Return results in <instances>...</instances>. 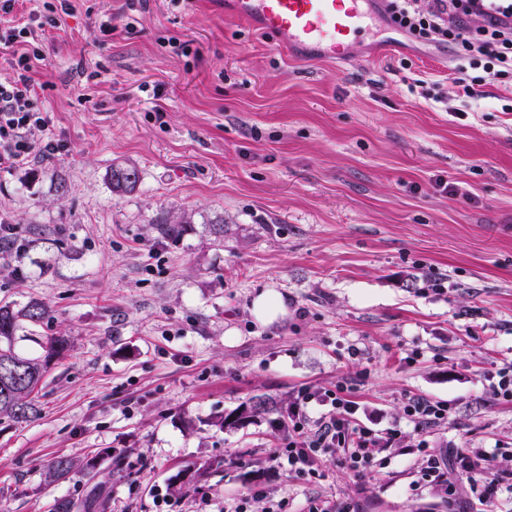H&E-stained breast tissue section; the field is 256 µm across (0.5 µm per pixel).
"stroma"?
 Listing matches in <instances>:
<instances>
[{
  "mask_svg": "<svg viewBox=\"0 0 512 512\" xmlns=\"http://www.w3.org/2000/svg\"><path fill=\"white\" fill-rule=\"evenodd\" d=\"M386 34L377 20L344 58L312 60L224 0H78L46 30L33 79L50 122L0 170V223L26 246L0 251V300L41 299L37 335L70 349L33 393L40 417L0 423V512L61 497L83 512L94 492L105 512H159V489L172 512H218L255 485L290 512L311 498L448 512L418 482V442L497 446L512 470V403L489 378L512 364V88L425 100L412 79L445 81L451 54ZM123 161L142 181L116 196ZM183 214V234L160 237L159 218ZM267 290L287 311L262 323ZM303 386L348 389L403 447L360 478L275 468L270 423ZM257 396L274 412L216 426ZM412 396L446 403L447 424L415 429ZM57 455L79 467L45 483ZM281 304L277 294L266 291L260 293L253 301L252 312L260 320H269Z\"/></svg>",
  "mask_w": 512,
  "mask_h": 512,
  "instance_id": "35a3bbf8",
  "label": "stroma"
}]
</instances>
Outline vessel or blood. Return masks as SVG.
<instances>
[{
    "instance_id": "vessel-or-blood-1",
    "label": "vessel or blood",
    "mask_w": 512,
    "mask_h": 512,
    "mask_svg": "<svg viewBox=\"0 0 512 512\" xmlns=\"http://www.w3.org/2000/svg\"><path fill=\"white\" fill-rule=\"evenodd\" d=\"M224 7L286 50L311 48L332 60L376 16L373 0H224Z\"/></svg>"
}]
</instances>
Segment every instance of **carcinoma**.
Masks as SVG:
<instances>
[{
	"label": "carcinoma",
	"mask_w": 512,
	"mask_h": 512,
	"mask_svg": "<svg viewBox=\"0 0 512 512\" xmlns=\"http://www.w3.org/2000/svg\"><path fill=\"white\" fill-rule=\"evenodd\" d=\"M108 181L115 193L133 191L141 182L140 170L133 164L114 163ZM190 223L186 215L172 222L167 218L157 224L163 237L178 236L184 225ZM49 317L48 306L41 300L30 299L24 304L14 301L0 303V421L27 423L38 416V409L30 399L47 369L64 357L70 340L66 336H37L34 327ZM34 341L42 350L39 355H25L16 350L19 333ZM77 463L68 456H57L44 467L45 479L50 483L65 480Z\"/></svg>",
	"instance_id": "obj_1"
}]
</instances>
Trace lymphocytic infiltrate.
Wrapping results in <instances>:
<instances>
[{
  "instance_id": "1",
  "label": "lymphocytic infiltrate",
  "mask_w": 512,
  "mask_h": 512,
  "mask_svg": "<svg viewBox=\"0 0 512 512\" xmlns=\"http://www.w3.org/2000/svg\"><path fill=\"white\" fill-rule=\"evenodd\" d=\"M381 11L412 40L453 53L458 96L476 99L485 88L512 85V0H384ZM55 24V17L32 13L26 22L0 26V51L10 52L12 69L0 79L1 170L27 158L32 131L49 124L35 102L31 72L42 58L35 34ZM356 412L355 401L344 390L300 388L287 414L271 422L281 434L272 462L308 481L318 477L320 465L327 461L363 476L377 453L400 444L401 432L361 424ZM497 457V452L483 449L460 451L451 470L442 457L430 453L421 480L444 489L454 508L460 501V479L486 475L480 495L483 512H497L499 491L512 493V482L496 471Z\"/></svg>"
}]
</instances>
